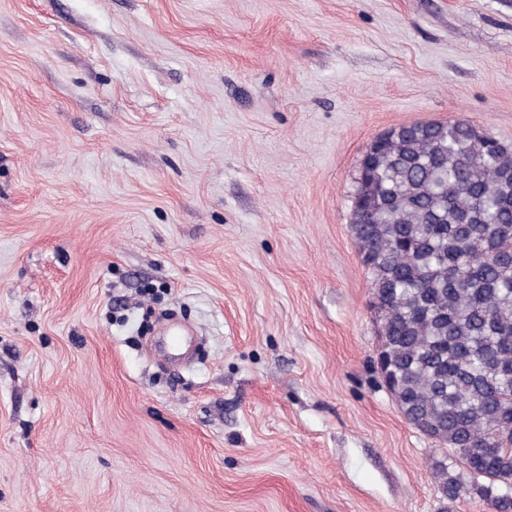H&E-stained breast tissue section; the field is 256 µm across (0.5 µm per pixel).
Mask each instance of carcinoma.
<instances>
[{
  "mask_svg": "<svg viewBox=\"0 0 512 512\" xmlns=\"http://www.w3.org/2000/svg\"><path fill=\"white\" fill-rule=\"evenodd\" d=\"M358 207L375 361L406 421L448 451L431 463L440 498L512 512V147L463 118L403 125Z\"/></svg>",
  "mask_w": 512,
  "mask_h": 512,
  "instance_id": "cac0c4a2",
  "label": "carcinoma"
}]
</instances>
